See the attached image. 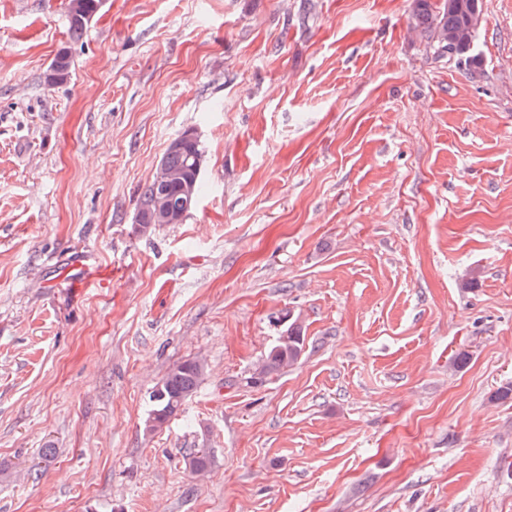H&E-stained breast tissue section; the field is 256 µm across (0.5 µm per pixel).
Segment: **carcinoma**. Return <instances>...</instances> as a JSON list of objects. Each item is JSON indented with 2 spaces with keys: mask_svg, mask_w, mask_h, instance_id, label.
Returning a JSON list of instances; mask_svg holds the SVG:
<instances>
[{
  "mask_svg": "<svg viewBox=\"0 0 512 512\" xmlns=\"http://www.w3.org/2000/svg\"><path fill=\"white\" fill-rule=\"evenodd\" d=\"M472 0H455L453 9L442 4L433 6L431 0H413L412 28L419 35L431 40L434 53L441 55L448 52V32L459 29L470 13ZM203 157L201 145L193 143L178 153L167 155L170 168L180 172L195 185V195L201 192V169L197 160ZM165 193L169 203L176 209L183 208L181 184L172 182L165 187L155 186L148 181L139 197L137 213H142L146 205L155 196ZM305 339L301 327L293 322L288 326L287 334L268 351L265 359L252 374L250 383L254 386L265 384L294 365L304 351ZM207 366L202 360H186L171 367L166 375L150 392L152 408L144 421V431L152 434L164 428L182 406L189 400L204 379Z\"/></svg>",
  "mask_w": 512,
  "mask_h": 512,
  "instance_id": "obj_1",
  "label": "carcinoma"
}]
</instances>
